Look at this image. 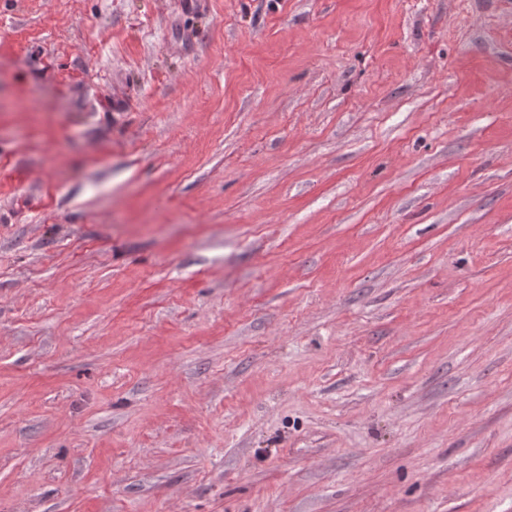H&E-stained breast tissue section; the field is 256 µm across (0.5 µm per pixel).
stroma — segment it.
<instances>
[{
    "instance_id": "obj_1",
    "label": "stroma",
    "mask_w": 512,
    "mask_h": 512,
    "mask_svg": "<svg viewBox=\"0 0 512 512\" xmlns=\"http://www.w3.org/2000/svg\"><path fill=\"white\" fill-rule=\"evenodd\" d=\"M0 512H512V0H0Z\"/></svg>"
}]
</instances>
